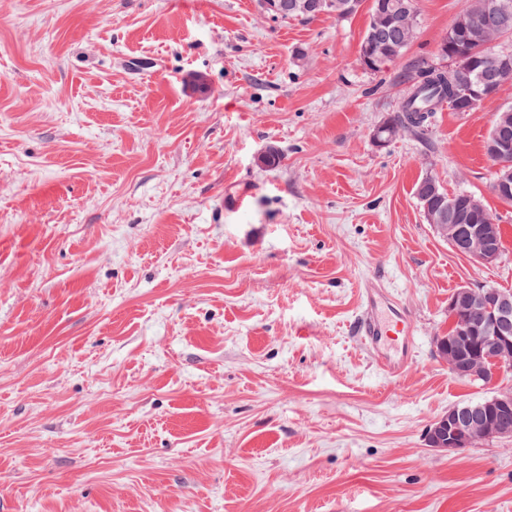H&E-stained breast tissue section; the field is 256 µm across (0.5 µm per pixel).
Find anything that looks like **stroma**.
Wrapping results in <instances>:
<instances>
[{"label": "stroma", "instance_id": "35a3bbf8", "mask_svg": "<svg viewBox=\"0 0 512 512\" xmlns=\"http://www.w3.org/2000/svg\"><path fill=\"white\" fill-rule=\"evenodd\" d=\"M417 9L373 74L364 11L0 0V512H512V438L425 440L491 393L437 339L460 286L512 291L483 150L512 82L378 144L460 0ZM426 176L498 215L495 265L426 222ZM373 277L414 324L396 380L353 334Z\"/></svg>", "mask_w": 512, "mask_h": 512}]
</instances>
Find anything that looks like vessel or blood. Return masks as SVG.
<instances>
[{
  "instance_id": "1",
  "label": "vessel or blood",
  "mask_w": 512,
  "mask_h": 512,
  "mask_svg": "<svg viewBox=\"0 0 512 512\" xmlns=\"http://www.w3.org/2000/svg\"><path fill=\"white\" fill-rule=\"evenodd\" d=\"M362 305L353 323L355 336L390 378L399 377L414 353V330L406 309L378 280H366Z\"/></svg>"
}]
</instances>
